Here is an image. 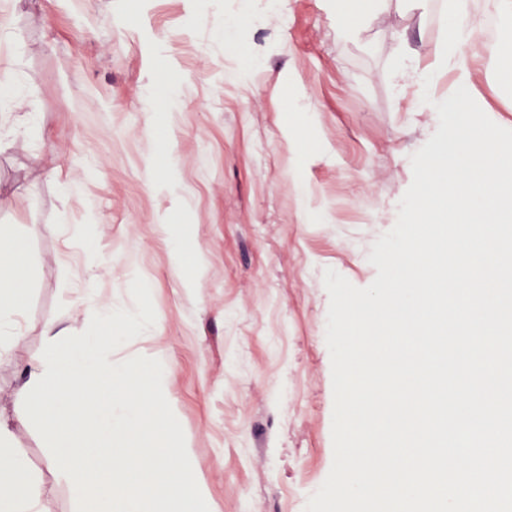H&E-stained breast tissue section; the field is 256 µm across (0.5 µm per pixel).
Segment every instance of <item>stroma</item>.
Segmentation results:
<instances>
[{"instance_id":"1","label":"stroma","mask_w":512,"mask_h":512,"mask_svg":"<svg viewBox=\"0 0 512 512\" xmlns=\"http://www.w3.org/2000/svg\"><path fill=\"white\" fill-rule=\"evenodd\" d=\"M0 0V226L23 234L27 304L0 328V425L47 512H77L17 395L42 328L82 333L105 308L135 311L148 283L166 395L211 512H305L333 464L334 396L324 269L358 288L396 223L410 157L436 130L388 64L427 57V13L388 0L338 38L328 0ZM255 56L247 82L240 51ZM473 98L512 129V86L475 47ZM315 124L289 135L297 106ZM328 223L308 221L302 191ZM181 262H174L175 250Z\"/></svg>"}]
</instances>
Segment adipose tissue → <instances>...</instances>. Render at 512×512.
Returning a JSON list of instances; mask_svg holds the SVG:
<instances>
[{
    "instance_id": "adipose-tissue-1",
    "label": "adipose tissue",
    "mask_w": 512,
    "mask_h": 512,
    "mask_svg": "<svg viewBox=\"0 0 512 512\" xmlns=\"http://www.w3.org/2000/svg\"><path fill=\"white\" fill-rule=\"evenodd\" d=\"M27 266L22 236L0 227V320L17 316L26 295ZM40 491L27 464L0 426V512H40Z\"/></svg>"
}]
</instances>
